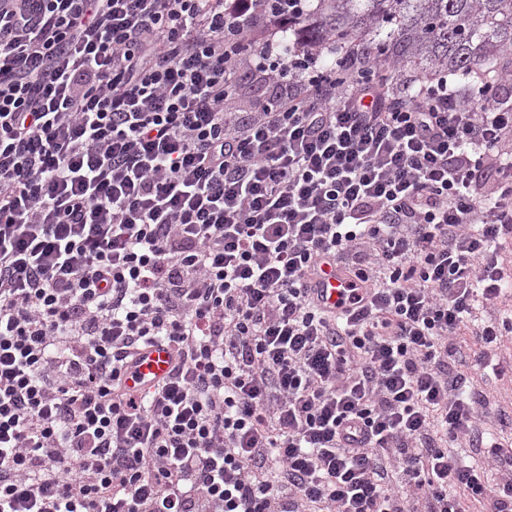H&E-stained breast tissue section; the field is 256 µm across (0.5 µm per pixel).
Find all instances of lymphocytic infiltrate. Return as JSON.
<instances>
[{
  "instance_id": "lymphocytic-infiltrate-1",
  "label": "lymphocytic infiltrate",
  "mask_w": 512,
  "mask_h": 512,
  "mask_svg": "<svg viewBox=\"0 0 512 512\" xmlns=\"http://www.w3.org/2000/svg\"><path fill=\"white\" fill-rule=\"evenodd\" d=\"M299 10L0 0V512H512L473 384L502 336L474 311L512 290V95L394 92L358 45L337 79L275 50ZM247 75L269 98L229 111ZM155 340L169 376L126 388Z\"/></svg>"
}]
</instances>
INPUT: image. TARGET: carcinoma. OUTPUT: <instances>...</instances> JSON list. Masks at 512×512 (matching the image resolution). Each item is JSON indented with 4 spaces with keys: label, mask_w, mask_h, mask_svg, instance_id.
<instances>
[{
    "label": "carcinoma",
    "mask_w": 512,
    "mask_h": 512,
    "mask_svg": "<svg viewBox=\"0 0 512 512\" xmlns=\"http://www.w3.org/2000/svg\"><path fill=\"white\" fill-rule=\"evenodd\" d=\"M295 23L311 41L332 28L336 47L362 34L387 81L412 66L433 78L456 76L464 87L487 64L512 52V0H316Z\"/></svg>",
    "instance_id": "obj_1"
}]
</instances>
